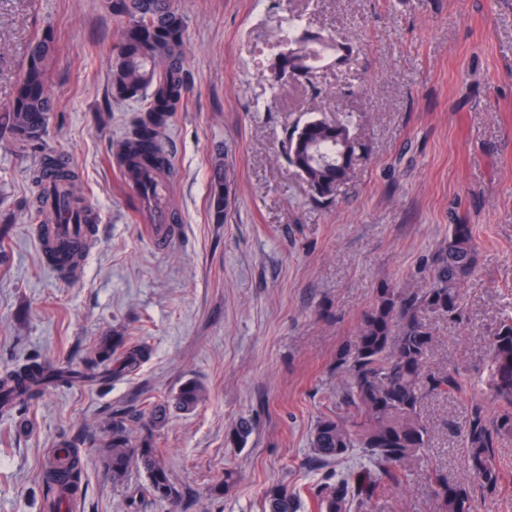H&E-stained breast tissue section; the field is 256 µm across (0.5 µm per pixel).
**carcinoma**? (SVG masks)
I'll return each mask as SVG.
<instances>
[{
	"label": "carcinoma",
	"instance_id": "obj_1",
	"mask_svg": "<svg viewBox=\"0 0 512 512\" xmlns=\"http://www.w3.org/2000/svg\"><path fill=\"white\" fill-rule=\"evenodd\" d=\"M112 13L128 18L117 51L112 57L111 83L116 98L145 100L121 143L124 175L128 183H142L152 171L159 182L146 189L161 196L167 190L164 177L171 173L162 132L181 107L187 92L184 61L186 20L173 0H110ZM329 40L298 28L288 34L287 56L274 63L275 83H313L321 48ZM55 36L47 30L32 44L17 94L0 114V135L33 148L42 139L54 102L49 93L50 63ZM360 144L349 124L325 117L296 126L285 141L288 166L308 185L312 200L330 201L338 185L351 177ZM53 168L57 190L66 197L75 219L82 224L93 218L77 190L76 176L50 157L43 159L35 175L36 201L45 194L42 179ZM210 206L221 214L227 205V174L215 166L210 178ZM477 244L470 224L448 225V241L432 257L423 288H382L373 309L365 315L355 339L336 354V373L342 379L336 392L338 412L323 416L314 427L311 448L320 465L339 464L355 448L368 458L370 467L345 476L325 475L312 488L315 512H363L381 485H403L410 470L423 461L431 431L423 416L426 400L433 396L470 392L469 408L461 431L467 480L448 479L439 468L429 473L431 498L436 512H473L472 489L495 493L502 473L496 464L502 437L512 432V317L494 329L488 341V372L484 387L472 391L466 375L448 367H434L430 355L437 341L424 313L450 320L460 315L461 288L476 263ZM105 360L117 366L101 375L73 368H51L28 360L0 375V413L10 414L15 404L31 400L51 384L80 385L129 372L149 355L145 345L125 347L122 336H109L99 345ZM203 399V389L187 380L172 399L152 406L149 427L165 429L171 409L189 412ZM112 484L126 481L136 466L148 479V491L160 501L179 498L166 461L152 438L138 447L130 442L129 420L112 415L106 444L99 450ZM83 459L75 445L64 439L57 455L44 464L41 481L49 499L45 512H63L73 493L81 490ZM300 494L284 485L264 492L265 512H300Z\"/></svg>",
	"mask_w": 512,
	"mask_h": 512
}]
</instances>
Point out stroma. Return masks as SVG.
Listing matches in <instances>:
<instances>
[{"instance_id": "stroma-1", "label": "stroma", "mask_w": 512, "mask_h": 512, "mask_svg": "<svg viewBox=\"0 0 512 512\" xmlns=\"http://www.w3.org/2000/svg\"><path fill=\"white\" fill-rule=\"evenodd\" d=\"M187 20L189 89L165 132L178 215L168 249L149 240L116 159L137 102L112 95V47L127 18L107 0H0V108L14 98L30 43L51 30L55 102L38 150L0 138V372L35 358L77 368L102 337L147 343L136 370L102 386L50 388L0 416V512H42L41 469L62 439L84 455L75 512H264L273 484L302 497L321 477L311 433L336 410L337 351L352 341L383 288H421L424 263L452 224L472 225L477 265L459 322L431 318L436 366L479 378L491 329L512 316V0H174ZM354 50L326 60L313 83L272 86L261 49L288 17ZM351 118L361 145L351 179L315 202L283 158L287 131L314 117ZM59 155L94 217L80 267L44 262L32 181ZM233 168L226 211L210 206L216 163ZM205 399L151 434V403L186 380ZM463 395L432 398L427 451L464 479ZM131 439L154 438L181 497L154 500L131 469L116 486L93 449L115 410ZM252 430L227 435L240 419ZM498 492H476V512H512V437L499 448ZM238 480L211 488L225 470ZM370 512H430L414 471L377 489Z\"/></svg>"}]
</instances>
